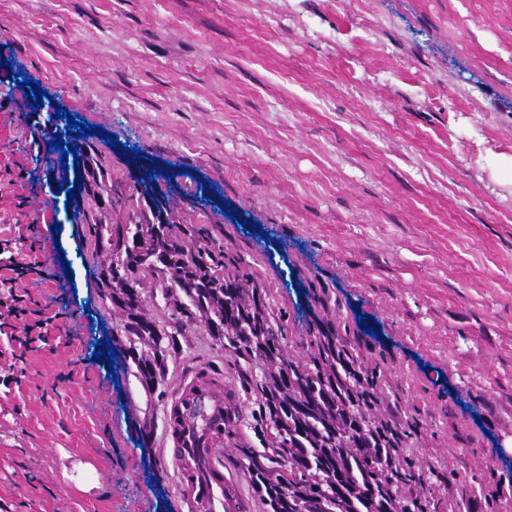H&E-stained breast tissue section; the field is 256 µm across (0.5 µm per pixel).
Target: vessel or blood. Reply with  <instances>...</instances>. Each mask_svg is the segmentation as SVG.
Returning a JSON list of instances; mask_svg holds the SVG:
<instances>
[{
	"label": "vessel or blood",
	"mask_w": 512,
	"mask_h": 512,
	"mask_svg": "<svg viewBox=\"0 0 512 512\" xmlns=\"http://www.w3.org/2000/svg\"><path fill=\"white\" fill-rule=\"evenodd\" d=\"M224 397L196 379H184L165 409L167 448L188 512H248L217 453L228 425Z\"/></svg>",
	"instance_id": "obj_1"
}]
</instances>
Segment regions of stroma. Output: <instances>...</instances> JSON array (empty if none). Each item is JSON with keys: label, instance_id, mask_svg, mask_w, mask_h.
I'll return each mask as SVG.
<instances>
[{"label": "stroma", "instance_id": "1", "mask_svg": "<svg viewBox=\"0 0 512 512\" xmlns=\"http://www.w3.org/2000/svg\"><path fill=\"white\" fill-rule=\"evenodd\" d=\"M33 82L115 139L109 223L147 206L131 155L162 167L170 219L244 258L286 354L330 331L379 368L439 512L452 478L469 512H512V187L490 166L512 156V0H0V240L50 274L14 285L44 340L0 322V512H186L163 409L199 368L238 414L224 469L269 512L232 352L187 324L148 393L102 346L121 314Z\"/></svg>", "mask_w": 512, "mask_h": 512}]
</instances>
